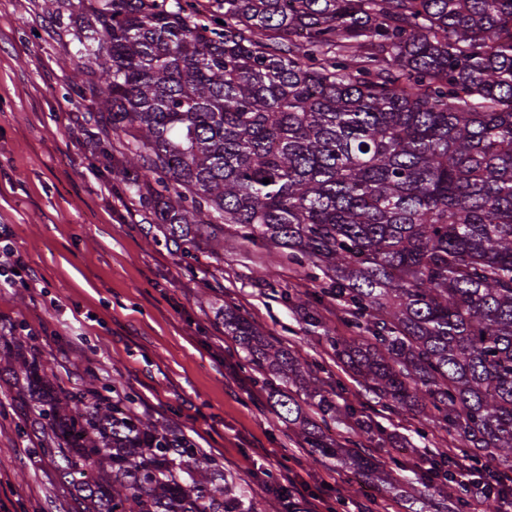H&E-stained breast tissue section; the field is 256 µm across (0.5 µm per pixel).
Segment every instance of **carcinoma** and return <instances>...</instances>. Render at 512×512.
<instances>
[{"mask_svg": "<svg viewBox=\"0 0 512 512\" xmlns=\"http://www.w3.org/2000/svg\"><path fill=\"white\" fill-rule=\"evenodd\" d=\"M92 86L74 84L129 156L116 178L190 254L224 227L318 271L356 336L325 337L371 400L443 424L463 453L512 466V0H77ZM368 150H363V147ZM268 178L270 183L262 180ZM224 331L316 460L356 478L370 455L317 369L224 310ZM31 336L0 354L46 394L42 452L76 512H255L236 477L134 399L56 389ZM458 499L448 453L426 474Z\"/></svg>", "mask_w": 512, "mask_h": 512, "instance_id": "carcinoma-1", "label": "carcinoma"}]
</instances>
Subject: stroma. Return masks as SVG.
<instances>
[{
    "label": "stroma",
    "instance_id": "1",
    "mask_svg": "<svg viewBox=\"0 0 512 512\" xmlns=\"http://www.w3.org/2000/svg\"><path fill=\"white\" fill-rule=\"evenodd\" d=\"M86 15L61 0H0V225L37 278L0 288V322L23 327L55 385L79 389L94 375L98 401L132 397L138 411L176 423L204 454L250 491L258 512H279L277 489L295 482L313 512H405L400 499L424 489L425 512H447L448 495L421 465L459 450L438 424L413 411H377L404 448H376L390 482L354 480L313 461L295 428L277 421L268 390L255 385L224 331L239 310L275 344L319 365L340 404L362 408L359 385L336 362L324 335H350L335 301L318 300L309 267L281 262L224 233L212 254L198 236L190 256L153 240L132 194L86 123L69 64L79 63ZM301 298L284 303L281 292ZM317 308L320 328L308 327ZM35 396L0 377V512H66L72 490L30 427Z\"/></svg>",
    "mask_w": 512,
    "mask_h": 512
}]
</instances>
